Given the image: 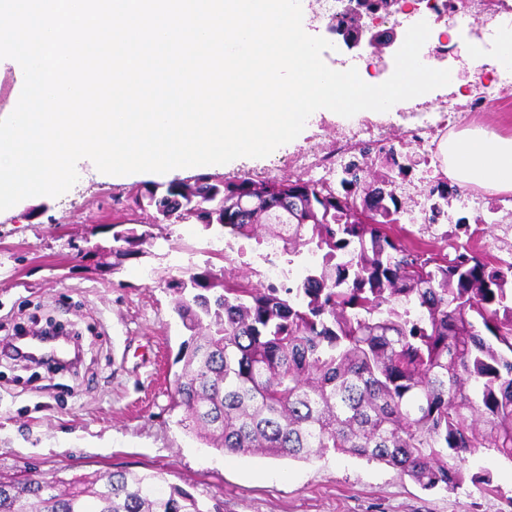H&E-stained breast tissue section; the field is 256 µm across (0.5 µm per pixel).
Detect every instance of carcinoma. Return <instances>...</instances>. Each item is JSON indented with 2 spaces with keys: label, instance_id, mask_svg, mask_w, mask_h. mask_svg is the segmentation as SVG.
Here are the masks:
<instances>
[{
  "label": "carcinoma",
  "instance_id": "carcinoma-1",
  "mask_svg": "<svg viewBox=\"0 0 512 512\" xmlns=\"http://www.w3.org/2000/svg\"><path fill=\"white\" fill-rule=\"evenodd\" d=\"M362 157L341 189L301 180L299 206L276 211L279 193L209 173L154 186L146 207L168 219L207 221L260 243V228L288 265L308 251L297 286H249L195 272L171 284L190 338L174 406L181 424L214 448L308 459L329 451L384 463L423 489L455 491L478 448L512 462V265L468 249L442 265L430 250L393 238L403 212L396 189L412 160L390 148L386 171ZM457 187L429 194L441 213ZM363 198L373 222L358 224L336 197ZM118 263L152 235L117 229ZM0 512H203L155 474L116 471L70 479L0 480Z\"/></svg>",
  "mask_w": 512,
  "mask_h": 512
}]
</instances>
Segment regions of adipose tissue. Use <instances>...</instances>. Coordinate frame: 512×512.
I'll list each match as a JSON object with an SVG mask.
<instances>
[{
  "instance_id": "1",
  "label": "adipose tissue",
  "mask_w": 512,
  "mask_h": 512,
  "mask_svg": "<svg viewBox=\"0 0 512 512\" xmlns=\"http://www.w3.org/2000/svg\"><path fill=\"white\" fill-rule=\"evenodd\" d=\"M445 157L448 175L458 186L512 192V138L466 129L449 136Z\"/></svg>"
}]
</instances>
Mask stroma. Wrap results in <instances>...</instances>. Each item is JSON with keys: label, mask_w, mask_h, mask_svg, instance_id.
Masks as SVG:
<instances>
[{"label": "stroma", "mask_w": 512, "mask_h": 512, "mask_svg": "<svg viewBox=\"0 0 512 512\" xmlns=\"http://www.w3.org/2000/svg\"><path fill=\"white\" fill-rule=\"evenodd\" d=\"M309 35L331 44L328 67L392 71L395 48L347 49L325 20L304 15ZM345 122L322 109L293 141L263 158L244 157L214 169L234 181L296 180V156L336 148ZM141 173L121 183L79 170L65 195L37 197L0 214V340L17 325L54 318L82 337V354L66 374L32 375L25 362L0 353V475L24 470L102 474L154 473L190 491L204 512H512V463L488 450L467 456L469 473L490 485L425 490L386 465L329 453L307 460L241 455L208 447L185 430L173 403L181 344L188 334L173 312L170 280L208 270L221 279L256 285L266 279L255 241L187 221L158 222L155 209L132 206L136 188L168 183ZM480 197L461 206L460 197ZM499 193L461 189L448 206L466 218L470 246L490 254L505 213H490ZM154 234L145 254L114 265L112 227Z\"/></svg>", "instance_id": "1"}]
</instances>
